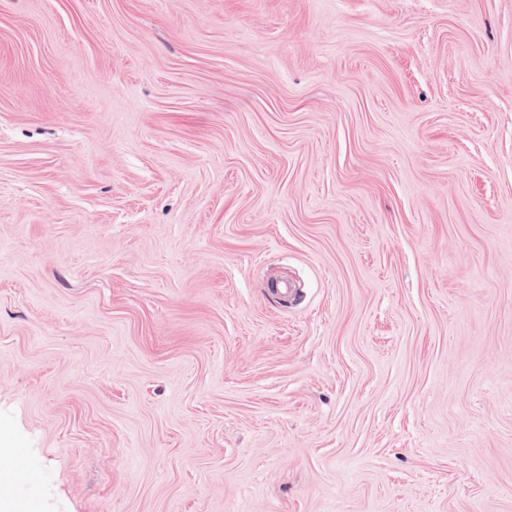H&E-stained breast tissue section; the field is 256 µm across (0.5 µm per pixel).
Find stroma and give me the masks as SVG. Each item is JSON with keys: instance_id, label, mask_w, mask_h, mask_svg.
<instances>
[{"instance_id": "35a3bbf8", "label": "stroma", "mask_w": 512, "mask_h": 512, "mask_svg": "<svg viewBox=\"0 0 512 512\" xmlns=\"http://www.w3.org/2000/svg\"><path fill=\"white\" fill-rule=\"evenodd\" d=\"M0 445L34 512H512V0H0Z\"/></svg>"}]
</instances>
